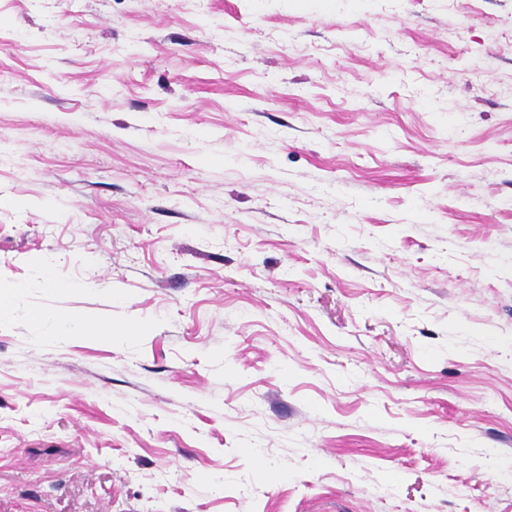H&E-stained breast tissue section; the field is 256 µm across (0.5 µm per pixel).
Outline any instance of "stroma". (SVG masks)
Returning a JSON list of instances; mask_svg holds the SVG:
<instances>
[{
  "label": "stroma",
  "instance_id": "obj_1",
  "mask_svg": "<svg viewBox=\"0 0 512 512\" xmlns=\"http://www.w3.org/2000/svg\"><path fill=\"white\" fill-rule=\"evenodd\" d=\"M1 281L0 512H512V0H0ZM71 331L84 336H96L101 339L111 340L112 337L124 335L127 327L121 324H113L112 321H75Z\"/></svg>",
  "mask_w": 512,
  "mask_h": 512
}]
</instances>
